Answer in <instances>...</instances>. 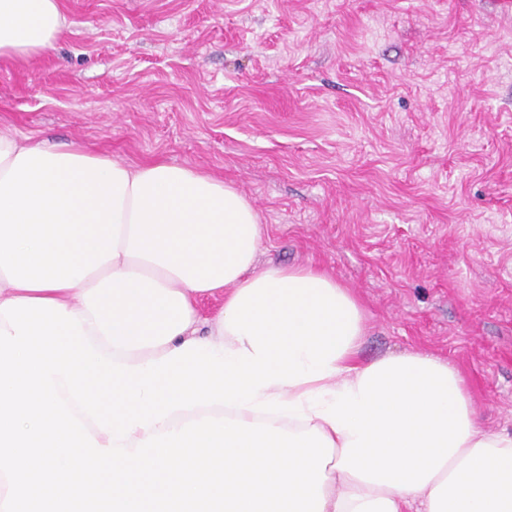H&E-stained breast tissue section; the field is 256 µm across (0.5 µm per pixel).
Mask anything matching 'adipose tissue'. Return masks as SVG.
Returning <instances> with one entry per match:
<instances>
[{
	"label": "adipose tissue",
	"mask_w": 512,
	"mask_h": 512,
	"mask_svg": "<svg viewBox=\"0 0 512 512\" xmlns=\"http://www.w3.org/2000/svg\"><path fill=\"white\" fill-rule=\"evenodd\" d=\"M67 27L60 0H0V59L53 49ZM266 227L233 185L205 170L131 165L70 142L0 132V304L43 298L75 313L116 363L143 365L194 340L244 349L224 313L201 324L198 303H231L264 276L316 278L315 267H258ZM365 311L332 374L260 389L265 401H301L264 414L220 404L177 410L125 445L202 417L318 428L334 445L323 512H512V432L477 418L468 382L451 362L420 352L359 356Z\"/></svg>",
	"instance_id": "adipose-tissue-1"
}]
</instances>
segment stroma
Masks as SVG:
<instances>
[{"label": "stroma", "instance_id": "1", "mask_svg": "<svg viewBox=\"0 0 512 512\" xmlns=\"http://www.w3.org/2000/svg\"><path fill=\"white\" fill-rule=\"evenodd\" d=\"M0 59V131L202 168L366 311L361 355L468 375L512 431V8L500 0H62Z\"/></svg>", "mask_w": 512, "mask_h": 512}]
</instances>
